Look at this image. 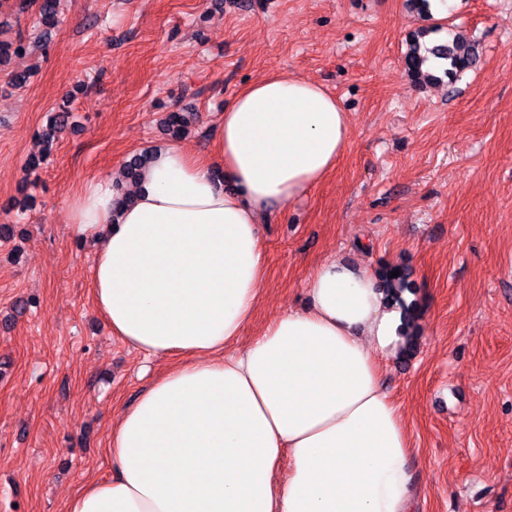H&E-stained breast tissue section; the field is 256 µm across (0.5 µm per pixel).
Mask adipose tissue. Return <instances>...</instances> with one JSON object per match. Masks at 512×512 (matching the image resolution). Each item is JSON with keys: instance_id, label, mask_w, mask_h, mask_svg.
Here are the masks:
<instances>
[{"instance_id": "adipose-tissue-1", "label": "adipose tissue", "mask_w": 512, "mask_h": 512, "mask_svg": "<svg viewBox=\"0 0 512 512\" xmlns=\"http://www.w3.org/2000/svg\"><path fill=\"white\" fill-rule=\"evenodd\" d=\"M348 140L334 95L273 74L232 96L208 157L156 148L131 205L110 174L71 196L78 233L99 242L92 292L113 335L187 360L113 420V474L69 512H413V448L378 365L401 315L369 270L326 260L305 308L235 346L263 289L264 218Z\"/></svg>"}]
</instances>
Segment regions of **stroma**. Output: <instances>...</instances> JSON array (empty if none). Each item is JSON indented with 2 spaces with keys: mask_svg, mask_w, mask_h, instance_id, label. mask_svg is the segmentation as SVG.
I'll return each instance as SVG.
<instances>
[{
  "mask_svg": "<svg viewBox=\"0 0 512 512\" xmlns=\"http://www.w3.org/2000/svg\"><path fill=\"white\" fill-rule=\"evenodd\" d=\"M423 28L474 41L477 67L415 82L403 57ZM42 34L45 49L0 63V512H68L110 477L113 417L175 362L113 336L70 196L173 141L208 154L225 104L270 74L322 84L351 134L333 172L269 214L239 345L302 308L325 260H405L419 348L379 365L415 448L416 512H512V0H455L444 17L410 0H60L48 31L0 0V40ZM65 100L69 124L46 147ZM172 111L191 118L175 140Z\"/></svg>",
  "mask_w": 512,
  "mask_h": 512,
  "instance_id": "1",
  "label": "stroma"
}]
</instances>
